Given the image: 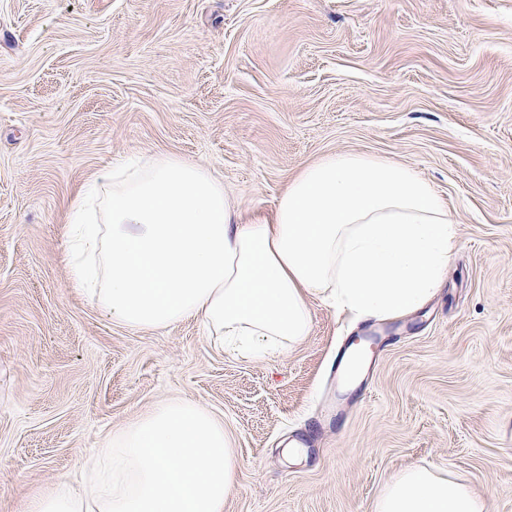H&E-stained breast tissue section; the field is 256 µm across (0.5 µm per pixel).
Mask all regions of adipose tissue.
Returning <instances> with one entry per match:
<instances>
[{
  "label": "adipose tissue",
  "mask_w": 512,
  "mask_h": 512,
  "mask_svg": "<svg viewBox=\"0 0 512 512\" xmlns=\"http://www.w3.org/2000/svg\"><path fill=\"white\" fill-rule=\"evenodd\" d=\"M69 286L114 324L161 331L193 320L225 351L281 355L309 336L311 298L366 319L422 308L457 226L432 184L388 158L304 165L271 217L242 220L211 170L173 154L104 171L71 209ZM373 512H489L452 473L413 464Z\"/></svg>",
  "instance_id": "obj_1"
}]
</instances>
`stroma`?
Wrapping results in <instances>:
<instances>
[{"label":"stroma","instance_id":"1","mask_svg":"<svg viewBox=\"0 0 512 512\" xmlns=\"http://www.w3.org/2000/svg\"><path fill=\"white\" fill-rule=\"evenodd\" d=\"M347 152L448 204L458 244L415 313L357 323L316 298L309 336L255 362L193 321L112 324L68 285L70 209L111 166L179 155L247 220ZM366 331L376 362L337 393L336 352ZM172 396L234 442L224 512H372L414 463L512 512V0H0V512Z\"/></svg>","mask_w":512,"mask_h":512}]
</instances>
